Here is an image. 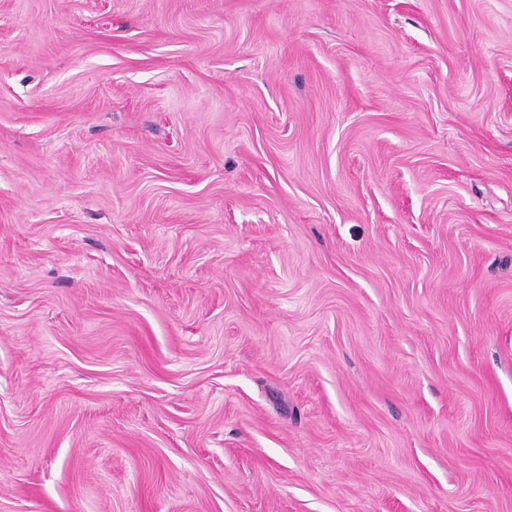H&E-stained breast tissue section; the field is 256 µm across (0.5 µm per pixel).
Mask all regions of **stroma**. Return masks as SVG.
<instances>
[{
    "label": "stroma",
    "instance_id": "35a3bbf8",
    "mask_svg": "<svg viewBox=\"0 0 512 512\" xmlns=\"http://www.w3.org/2000/svg\"><path fill=\"white\" fill-rule=\"evenodd\" d=\"M0 512H512V0H0Z\"/></svg>",
    "mask_w": 512,
    "mask_h": 512
}]
</instances>
